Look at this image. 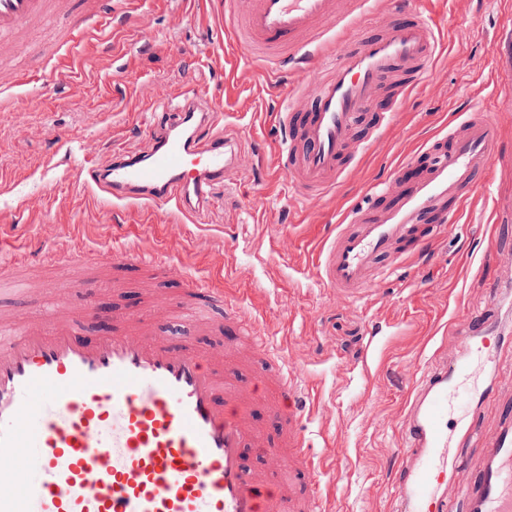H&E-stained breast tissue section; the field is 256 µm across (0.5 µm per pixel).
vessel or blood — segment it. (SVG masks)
I'll list each match as a JSON object with an SVG mask.
<instances>
[{"label": "vessel or blood", "instance_id": "1", "mask_svg": "<svg viewBox=\"0 0 512 512\" xmlns=\"http://www.w3.org/2000/svg\"><path fill=\"white\" fill-rule=\"evenodd\" d=\"M72 31L52 69L68 71L77 48L112 10ZM368 0H225L230 36L245 59L297 67L278 114L288 194L307 201L335 190L360 152L379 139L394 110L430 72L439 51L433 23L415 0H391L373 27ZM49 0H0V46L21 52L19 35L48 19ZM144 152L115 151L104 166L83 164L82 187L113 208L171 209L199 220L217 188L253 158L217 127L204 99L150 112ZM499 125L480 110L433 143L418 177H389L378 203L352 208L327 245L321 278L341 302L368 291L388 271L383 260L419 245L427 224L455 222L466 193L499 152ZM40 316L0 322V512H326L324 462L308 432L310 396L297 371L269 360V343L223 289L207 287L164 249L86 250L52 257ZM133 266L174 278L195 319L188 335L144 330L134 304L102 317L94 279L75 280L84 263ZM491 305L512 299V257L499 260ZM83 293L71 307V292ZM105 318L107 335L80 334L78 319ZM461 352L417 384L401 423L397 512H459L445 494L467 467L462 450L478 433L484 401L499 390L512 324L485 313L458 318ZM224 342L199 348V334ZM264 404L277 424L261 426ZM265 459L247 467L243 453ZM466 512H512V401L503 408L467 494Z\"/></svg>", "mask_w": 512, "mask_h": 512}]
</instances>
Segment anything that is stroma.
Returning <instances> with one entry per match:
<instances>
[{"label": "stroma", "mask_w": 512, "mask_h": 512, "mask_svg": "<svg viewBox=\"0 0 512 512\" xmlns=\"http://www.w3.org/2000/svg\"><path fill=\"white\" fill-rule=\"evenodd\" d=\"M426 8L441 43L431 73L336 191L302 203L288 198L277 118L298 74L244 60L230 40L224 0H121L110 31L81 45L66 78L47 58L85 21L86 0H65L55 27L39 32L38 47L24 58L0 53V83L20 67L41 78L32 111H0V261L63 248L75 232L90 248L135 239L180 257L238 301L277 357L305 375L314 404L308 431L326 461L324 496L341 512H391L409 397L401 376H420L435 354H458L457 314L486 311L499 276L495 259L512 253V115L499 112L501 153L461 204L456 224L399 257L397 272L359 300L341 303L317 275L328 231L354 203L369 202L393 172L419 167L460 113L499 95L497 48L512 28V0H428ZM144 84L158 108L206 92L220 124L257 155L253 170L216 190L204 223L174 234L169 216L109 209L81 187L82 142L96 140L99 164L113 150L145 147ZM98 273L88 265L73 270L77 279ZM99 274L126 281L103 296L110 308L142 301L175 311L185 301L172 279H154L147 293L136 286L138 272ZM370 332L380 353L367 364L361 343Z\"/></svg>", "instance_id": "obj_1"}]
</instances>
